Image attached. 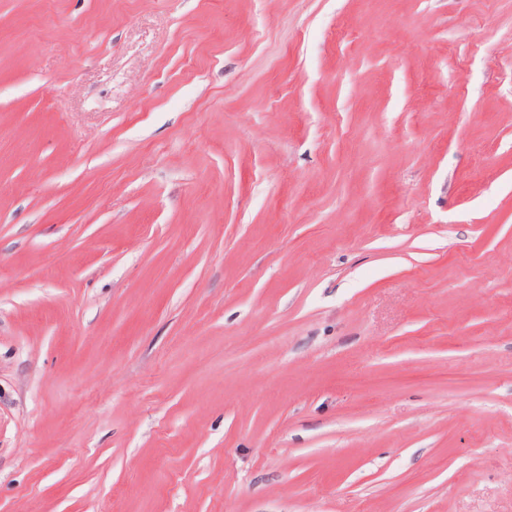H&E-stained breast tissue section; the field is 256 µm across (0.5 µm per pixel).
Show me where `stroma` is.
Instances as JSON below:
<instances>
[{
	"instance_id": "35a3bbf8",
	"label": "stroma",
	"mask_w": 512,
	"mask_h": 512,
	"mask_svg": "<svg viewBox=\"0 0 512 512\" xmlns=\"http://www.w3.org/2000/svg\"><path fill=\"white\" fill-rule=\"evenodd\" d=\"M0 512H512V0H0Z\"/></svg>"
}]
</instances>
